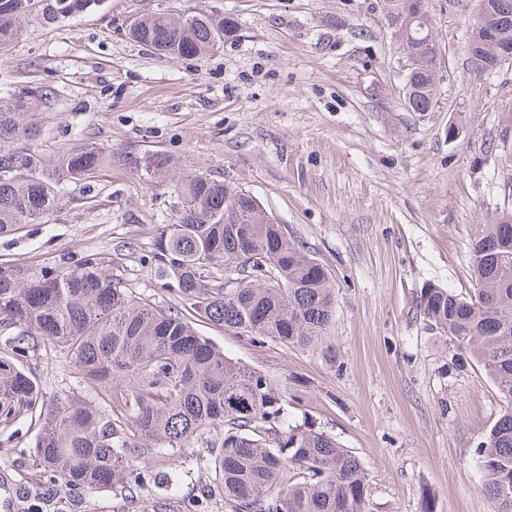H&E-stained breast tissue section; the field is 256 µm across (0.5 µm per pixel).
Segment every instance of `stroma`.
I'll use <instances>...</instances> for the list:
<instances>
[{
  "instance_id": "obj_1",
  "label": "stroma",
  "mask_w": 512,
  "mask_h": 512,
  "mask_svg": "<svg viewBox=\"0 0 512 512\" xmlns=\"http://www.w3.org/2000/svg\"><path fill=\"white\" fill-rule=\"evenodd\" d=\"M439 42L437 101L405 106L406 59L386 0H101L47 26L37 17L0 53V96L49 85L28 113L45 162L92 143L112 162L65 183L53 213L0 237V262L37 272L85 255L111 259L124 284L179 306L225 356L272 381L290 424L322 430L370 475L369 512H491L476 465L502 402L481 366L432 331L420 297L435 284L472 294L468 242L512 183V62L488 75L468 38L479 0H430ZM153 12L230 16L234 37L201 58L166 57L129 39ZM456 136H449V129ZM159 154L179 176L248 191L325 263L336 288L329 336L306 348L224 329L180 303L147 260L178 207L172 180L143 182L128 161ZM26 367L45 403L100 395L65 350L39 344ZM43 427L0 423V461ZM201 445L149 460L181 477Z\"/></svg>"
}]
</instances>
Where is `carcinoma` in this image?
I'll return each mask as SVG.
<instances>
[{"instance_id":"carcinoma-1","label":"carcinoma","mask_w":512,"mask_h":512,"mask_svg":"<svg viewBox=\"0 0 512 512\" xmlns=\"http://www.w3.org/2000/svg\"><path fill=\"white\" fill-rule=\"evenodd\" d=\"M488 2L469 37L478 69L500 68L486 45L492 32L512 47V0ZM101 0H0V52L19 37L21 22L36 15L53 25L100 5ZM388 25L407 58L405 103L431 110L436 96L438 47L429 0H388ZM237 30L231 17L154 13L128 30L131 39L164 56L202 57ZM51 87L35 86L0 99V236L53 212L59 188L96 177L105 152L71 149L49 169L36 141L39 131L23 115L51 105ZM169 160L135 161L152 181ZM175 219L156 229L151 255L177 286V295L226 329L307 347L329 334L335 313L330 270L288 235L255 197L204 174L175 184ZM474 295L461 297L432 285L420 312L431 329L483 367L504 410L479 442L482 492L491 512H512V208L478 225L468 243ZM274 253L270 279L247 271V252ZM232 264L234 281L220 269ZM109 261L88 255L74 266L27 273L0 262V333L20 329L0 356V414L9 419L43 408L39 384L24 361L39 336L67 352L83 376L100 383L101 400L64 399L45 414L32 448H15L19 471L34 458L35 479L14 482L21 512H90L87 494L110 488L134 506L155 495L157 512L183 502L185 512H367L369 474L334 437L308 426L282 430L277 388L200 336L178 310L156 308L112 276ZM124 374L129 386L112 390ZM222 431L219 443L211 429ZM214 449L213 480L186 496L173 480L159 484L146 461L189 442Z\"/></svg>"}]
</instances>
